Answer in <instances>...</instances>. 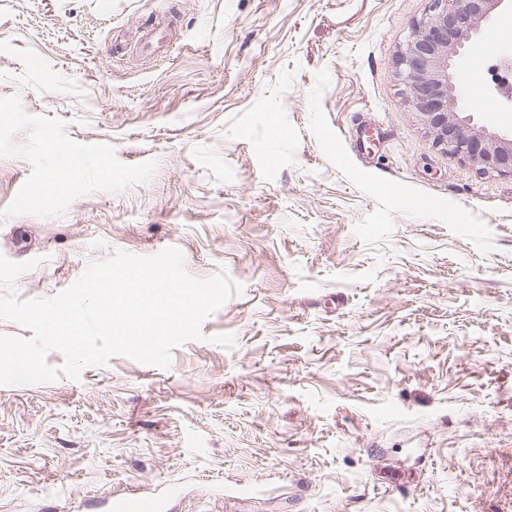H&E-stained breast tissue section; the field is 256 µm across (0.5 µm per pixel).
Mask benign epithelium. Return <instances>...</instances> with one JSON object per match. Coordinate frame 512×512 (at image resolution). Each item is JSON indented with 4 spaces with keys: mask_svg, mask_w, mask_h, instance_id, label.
I'll return each instance as SVG.
<instances>
[{
    "mask_svg": "<svg viewBox=\"0 0 512 512\" xmlns=\"http://www.w3.org/2000/svg\"><path fill=\"white\" fill-rule=\"evenodd\" d=\"M430 13L421 19L395 60V75L424 116L433 144L482 172L512 174V136L504 137L474 123L466 109V95L456 83L460 70L480 75L488 71L487 93L498 105L512 106V48H502L496 63L473 68L474 47L482 24L512 0H432Z\"/></svg>",
    "mask_w": 512,
    "mask_h": 512,
    "instance_id": "7a95c632",
    "label": "benign epithelium"
}]
</instances>
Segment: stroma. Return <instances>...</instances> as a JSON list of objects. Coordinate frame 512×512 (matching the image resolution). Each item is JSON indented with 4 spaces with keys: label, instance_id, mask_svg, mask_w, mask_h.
<instances>
[{
    "label": "stroma",
    "instance_id": "1",
    "mask_svg": "<svg viewBox=\"0 0 512 512\" xmlns=\"http://www.w3.org/2000/svg\"><path fill=\"white\" fill-rule=\"evenodd\" d=\"M429 7L0 0L21 298L170 246L242 286L170 368L0 386V512H512V175L437 148L394 77ZM113 512H163L162 498L152 493H133L113 497Z\"/></svg>",
    "mask_w": 512,
    "mask_h": 512
}]
</instances>
